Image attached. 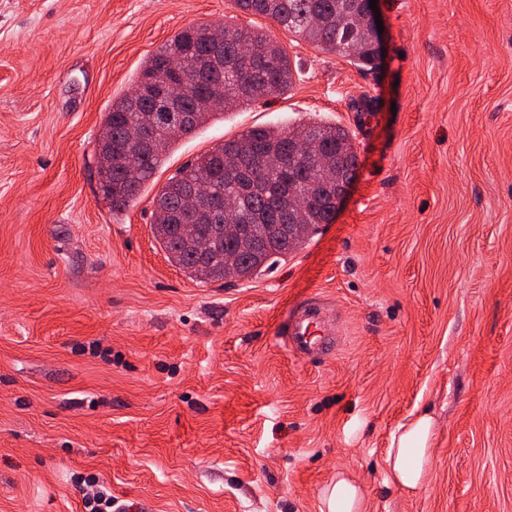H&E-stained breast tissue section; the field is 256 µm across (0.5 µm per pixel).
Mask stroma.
<instances>
[{
	"mask_svg": "<svg viewBox=\"0 0 512 512\" xmlns=\"http://www.w3.org/2000/svg\"><path fill=\"white\" fill-rule=\"evenodd\" d=\"M362 69L263 26L293 87L179 140L116 213L96 144L181 29L250 24L234 0H0V512H319L337 473L366 512H512V0H379ZM372 111H357L362 99ZM355 136L332 223L270 272L200 283L151 232L182 165L306 118ZM343 330L322 361L282 328ZM436 421L425 487L387 481L390 434ZM285 334L290 351L305 358L327 357L334 349V334L326 325L321 309L312 304L301 307Z\"/></svg>",
	"mask_w": 512,
	"mask_h": 512,
	"instance_id": "stroma-1",
	"label": "stroma"
}]
</instances>
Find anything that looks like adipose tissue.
I'll list each match as a JSON object with an SVG mask.
<instances>
[{
  "instance_id": "adipose-tissue-1",
  "label": "adipose tissue",
  "mask_w": 512,
  "mask_h": 512,
  "mask_svg": "<svg viewBox=\"0 0 512 512\" xmlns=\"http://www.w3.org/2000/svg\"><path fill=\"white\" fill-rule=\"evenodd\" d=\"M435 438V421L428 412L413 416L391 434L387 450L389 483L406 493L425 486ZM320 512H364L360 486L344 474H337L321 495Z\"/></svg>"
}]
</instances>
